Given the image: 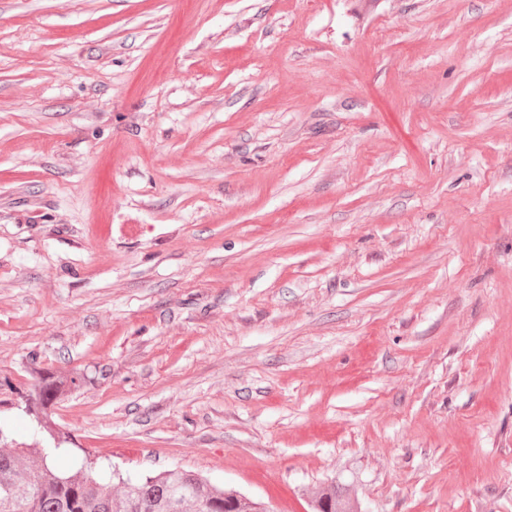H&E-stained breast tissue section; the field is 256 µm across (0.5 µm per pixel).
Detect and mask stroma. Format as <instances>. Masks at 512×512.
<instances>
[{
  "mask_svg": "<svg viewBox=\"0 0 512 512\" xmlns=\"http://www.w3.org/2000/svg\"><path fill=\"white\" fill-rule=\"evenodd\" d=\"M1 446L512 512V0H0ZM60 398V387L52 375H40L34 400L41 407L54 404Z\"/></svg>",
  "mask_w": 512,
  "mask_h": 512,
  "instance_id": "35a3bbf8",
  "label": "stroma"
}]
</instances>
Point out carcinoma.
I'll return each instance as SVG.
<instances>
[{
  "label": "carcinoma",
  "mask_w": 512,
  "mask_h": 512,
  "mask_svg": "<svg viewBox=\"0 0 512 512\" xmlns=\"http://www.w3.org/2000/svg\"><path fill=\"white\" fill-rule=\"evenodd\" d=\"M59 398L54 376H40L36 403L45 407ZM96 476L91 468L82 477L59 475L46 458L34 461L28 449L12 448L0 453V512H266L261 504L210 487L191 472L128 478L115 494ZM313 506L314 512H349L334 486L317 490Z\"/></svg>",
  "instance_id": "carcinoma-1"
}]
</instances>
